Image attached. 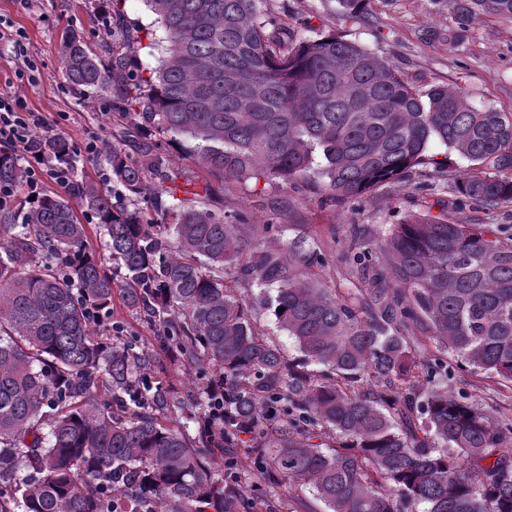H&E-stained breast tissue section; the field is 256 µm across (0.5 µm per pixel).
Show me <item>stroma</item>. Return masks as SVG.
<instances>
[{
    "label": "stroma",
    "instance_id": "stroma-1",
    "mask_svg": "<svg viewBox=\"0 0 512 512\" xmlns=\"http://www.w3.org/2000/svg\"><path fill=\"white\" fill-rule=\"evenodd\" d=\"M272 4L304 35L333 30L387 59L415 88L458 85L473 103L512 112V22L476 15L457 42L448 37L454 15L433 0H372L365 19L346 24L335 20L326 0H272ZM0 20L24 33L27 54L40 69L37 82L20 84L30 108L48 119L54 133L69 140L86 180L104 183L109 170L103 154H88L85 146L98 139L121 143L119 134L127 122L112 105L126 97L129 87L120 81L96 87L72 85L60 64L61 42L66 33H76L107 62L123 48L115 30L149 32L162 40L155 15L144 0H122L118 5L113 0H0ZM447 186L432 167H421L404 184L337 202L318 181L285 184L276 180L256 186L228 179L223 201L226 211L246 214L253 235L262 234L264 224L275 219L282 228L281 242L303 239L320 248L328 259L322 271L326 283L353 293L366 283L340 259L341 244L350 233L383 237L404 216L424 212L447 216L454 224H512V206L488 212L469 202L458 203ZM112 318L126 335L138 337L155 351L153 379L170 378L185 394L194 390L195 377L173 368L155 339V330L121 298L112 301ZM448 391L466 394L498 418L512 419L511 383L459 370Z\"/></svg>",
    "mask_w": 512,
    "mask_h": 512
}]
</instances>
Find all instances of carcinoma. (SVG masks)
<instances>
[{
	"instance_id": "1",
	"label": "carcinoma",
	"mask_w": 512,
	"mask_h": 512,
	"mask_svg": "<svg viewBox=\"0 0 512 512\" xmlns=\"http://www.w3.org/2000/svg\"><path fill=\"white\" fill-rule=\"evenodd\" d=\"M146 2L164 30L155 76L123 54L102 64L73 32L61 65L75 86L130 84L114 110L160 141L191 140L209 176L318 179L349 201L419 166L445 172L436 140L467 163L452 178L459 199L512 206V112L476 108L459 86L416 90L341 34L288 28L270 0ZM369 2L335 0L332 13L362 20ZM450 4L456 40L477 11L512 22V0ZM43 149L70 171L68 196L0 208V512H240L247 494L297 512L303 489L324 512H512V419L448 393L450 356L512 383V226L413 214L384 238L352 236L342 259L369 284L358 299L321 282L323 253L275 243L278 224L248 240L245 216L208 182L178 185L156 143L134 157L111 146L110 188L78 174L64 136ZM2 185L24 189L8 143ZM80 211L122 276L105 270ZM240 283L261 289L323 370L256 331ZM116 290L201 380L194 397L149 380L155 355L109 335ZM186 408L213 455L168 418ZM233 444L259 473L243 488L214 471Z\"/></svg>"
}]
</instances>
